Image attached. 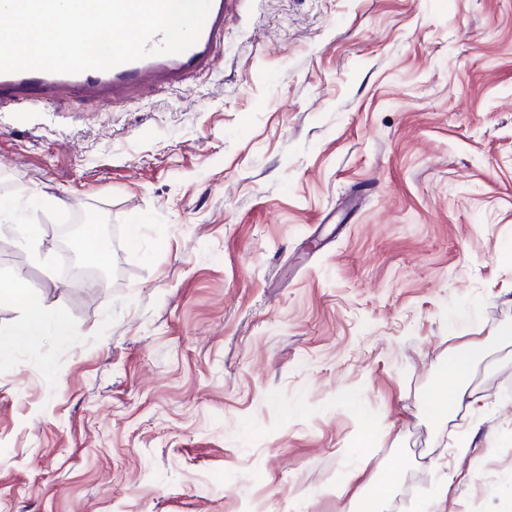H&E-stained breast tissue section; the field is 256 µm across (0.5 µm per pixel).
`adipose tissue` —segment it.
<instances>
[{
	"label": "adipose tissue",
	"mask_w": 512,
	"mask_h": 512,
	"mask_svg": "<svg viewBox=\"0 0 512 512\" xmlns=\"http://www.w3.org/2000/svg\"><path fill=\"white\" fill-rule=\"evenodd\" d=\"M0 302L16 305L23 312V324L15 330L0 332V359L12 356L24 345L42 336L45 329H52L60 341H70L72 336L69 315L58 310L53 321L44 317V301L38 289L32 288L25 276L16 275L0 285ZM471 373L470 357L452 355L428 397L430 415L438 420L446 419L462 403L463 388Z\"/></svg>",
	"instance_id": "ef3b65f1"
}]
</instances>
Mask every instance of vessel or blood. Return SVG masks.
Listing matches in <instances>:
<instances>
[{"label":"vessel or blood","instance_id":"obj_1","mask_svg":"<svg viewBox=\"0 0 512 512\" xmlns=\"http://www.w3.org/2000/svg\"><path fill=\"white\" fill-rule=\"evenodd\" d=\"M225 2L211 0L198 40L178 54L150 55L108 70L76 74L39 70L0 73V112L14 102H38L63 91L102 102L140 97L158 83H175L195 72L216 69L223 61Z\"/></svg>","mask_w":512,"mask_h":512}]
</instances>
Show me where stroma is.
<instances>
[{
  "instance_id": "35a3bbf8",
  "label": "stroma",
  "mask_w": 512,
  "mask_h": 512,
  "mask_svg": "<svg viewBox=\"0 0 512 512\" xmlns=\"http://www.w3.org/2000/svg\"><path fill=\"white\" fill-rule=\"evenodd\" d=\"M0 203L74 334L0 359V512H512V0H229L219 69L0 112ZM76 217L105 287L18 243ZM96 224H86L84 234V247L86 252L99 262L105 263L108 256V246L98 235ZM470 355L448 357V365L442 368L440 377L428 396V410L437 419H446L462 404L463 388L471 373ZM392 480L389 476L364 486L357 494L359 508L356 511L382 512L394 489Z\"/></svg>"
}]
</instances>
